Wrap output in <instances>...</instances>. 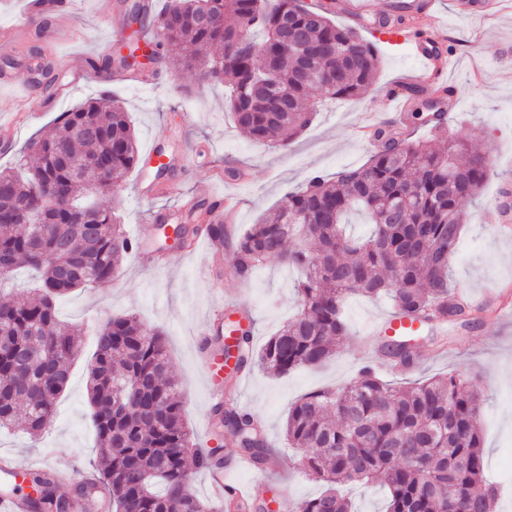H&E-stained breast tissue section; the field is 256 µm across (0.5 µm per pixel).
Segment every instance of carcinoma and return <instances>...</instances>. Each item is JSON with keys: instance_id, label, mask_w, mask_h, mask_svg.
<instances>
[{"instance_id": "obj_1", "label": "carcinoma", "mask_w": 512, "mask_h": 512, "mask_svg": "<svg viewBox=\"0 0 512 512\" xmlns=\"http://www.w3.org/2000/svg\"><path fill=\"white\" fill-rule=\"evenodd\" d=\"M203 12L212 22L192 23ZM127 19L137 24V35L158 30L154 58L180 46L187 54L175 66L203 65L205 76L224 82L236 124L262 143L288 145L311 121V98L354 99L379 67L372 43L334 24L327 9L313 10L301 0H276L272 8L266 0H168L156 15L138 2ZM256 28L265 33L261 42ZM240 39L262 56L236 53ZM300 46L316 49L307 82L297 77ZM262 79L288 97V111H275L273 100L252 92ZM31 151L33 165L21 158L0 171V212L32 209L41 216L38 224L0 223V286L18 267L37 282L23 301L0 298V430L37 437L51 424L81 352L77 331L57 318V302L114 279L122 255L135 247L110 205L79 206L88 192L81 172L87 159H100L108 164V183L116 184L138 155L128 112L105 95L63 113ZM489 171L488 159L460 140L434 148L392 133L365 164L336 173L334 180L316 176L288 193L276 214L237 242L234 272L243 276L274 257L298 268L299 310L258 349L242 332L235 367L257 365L284 375L322 364L348 335L343 300L350 293L391 295L396 310L419 323L420 332L441 323H475L487 307L458 302L448 272L462 207L477 199ZM41 180L54 184L62 200L41 196ZM351 212L368 217V237L345 236ZM296 215L308 223H294ZM293 237L301 244L290 250ZM411 340L387 339L379 353L412 369ZM87 395L98 446L95 483L115 512H219L196 494L187 458L203 470L224 460L217 448L197 447L184 423L161 330L132 314L108 318L94 340ZM480 418V396L461 374L392 387L367 365L343 388L306 395L289 411L285 435L299 450L301 470L325 490L298 502L296 512H351L342 493L348 484L387 488L386 512H496L499 491L486 476ZM214 419L217 435L228 437L258 468L272 464L274 453L253 413L219 405ZM30 489L34 512L60 506L46 472L30 473Z\"/></svg>"}]
</instances>
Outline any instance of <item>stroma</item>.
<instances>
[{"mask_svg":"<svg viewBox=\"0 0 512 512\" xmlns=\"http://www.w3.org/2000/svg\"><path fill=\"white\" fill-rule=\"evenodd\" d=\"M70 2L69 24L33 21L0 47V130L19 131L11 153L0 155V170L13 166L16 152L31 138L48 132L61 113L101 92L98 84L89 82L66 98L41 96L39 119L31 123L25 116L26 88L18 77L26 68L28 47H40L46 63L56 70L88 67L103 50L116 48L98 16L97 0ZM455 2L435 0V20L420 19L419 26L457 44L446 76L454 81L459 102L445 134L468 143L492 163L479 197L463 208L462 236L449 271L452 283L479 302L500 284L512 283V237L497 234L490 219L492 197L501 185H512V8L487 17L471 16L459 12ZM357 33L378 49L375 81L359 100L320 101L312 123L285 148L252 141L232 120L223 82L202 78L199 71L166 66L160 84L112 87V96L129 114L139 152L155 145L169 154L189 156L185 167L161 173L138 166L105 193L128 236H140L152 248L164 250L165 240L156 225L147 222V215L165 213L177 220L183 204L191 199L204 202L210 187L237 196L241 206L224 234L221 262H214L211 252L196 241L174 249L173 262L163 268H142L131 254L111 282L74 291L59 303L60 318L85 331L71 383L42 439L2 431L0 453H11L34 469L48 461L64 468L77 457L95 458L87 402V364L93 353L90 332L108 315L130 313L164 332L181 382L184 421L198 446H205L214 402L197 341L207 336L212 314L231 306L250 310L253 344L258 347L298 309L294 289L298 273L280 260L265 262L246 279L232 275L236 236L274 213L285 194L304 188L311 178H331L364 164L372 147L356 137L355 126L367 116L384 113L399 78L419 68L403 44L386 41L381 28L361 26ZM140 181L158 187L159 195L136 199L134 189ZM392 308L386 298L350 295L343 306L349 334L327 363L280 377L256 368L244 381L235 382L231 397L261 419L278 460L273 470L237 468L233 481L238 489L261 501L274 496L299 501L320 492V484L299 468L296 452L284 439L288 413L305 394L357 378L365 360L359 340ZM419 355L412 373L381 361L375 368L382 379L397 385L452 372L470 376L483 401L487 471L510 491L499 512H512V315H491L474 331L449 328L445 351L437 353L425 346Z\"/></svg>","mask_w":512,"mask_h":512,"instance_id":"stroma-1","label":"stroma"}]
</instances>
